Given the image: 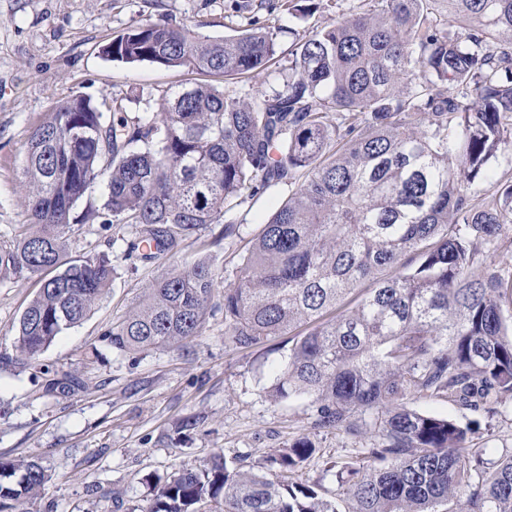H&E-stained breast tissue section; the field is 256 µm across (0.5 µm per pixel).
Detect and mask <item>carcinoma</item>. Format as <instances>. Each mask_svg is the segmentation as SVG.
<instances>
[{"mask_svg": "<svg viewBox=\"0 0 512 512\" xmlns=\"http://www.w3.org/2000/svg\"><path fill=\"white\" fill-rule=\"evenodd\" d=\"M254 7L299 11L298 0ZM277 42L256 20L222 39L133 23L101 53L223 78L265 67ZM278 81L260 95L163 87L158 111L134 117L124 97L99 108L75 94L32 129L28 229L0 245V278L41 282L16 355H40L110 288L108 254L63 257L74 205L97 179L107 199L84 220L131 226L129 252L148 258L204 225L229 230L244 192L281 191L222 304L198 262L154 283L109 343L180 348L217 307L239 347L301 327L269 394L309 399L327 430L356 434L353 416L370 419L369 464L347 469L350 512H512V456L475 473L468 430L409 406L446 398L490 412L512 397V277L485 261L512 224V181L489 167L512 146V0H368L314 30ZM314 452L301 438L249 468L216 453L156 483L142 512H340L290 480ZM48 479L35 459L0 460V512Z\"/></svg>", "mask_w": 512, "mask_h": 512, "instance_id": "carcinoma-1", "label": "carcinoma"}]
</instances>
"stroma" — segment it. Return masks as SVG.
<instances>
[{"label": "stroma", "instance_id": "stroma-1", "mask_svg": "<svg viewBox=\"0 0 512 512\" xmlns=\"http://www.w3.org/2000/svg\"><path fill=\"white\" fill-rule=\"evenodd\" d=\"M313 16L283 9L261 10L262 25L278 32L272 68L234 80L220 89L261 94L271 91L276 72L313 27L335 24L360 0H315ZM231 0H0V242L18 238L26 222V191L20 161L32 128L62 100L75 94L98 102L127 98L135 116L147 108L152 89L194 81V74L151 63L128 65L103 57L100 49L133 23L182 22L213 37L235 34L247 23ZM279 197L268 191L245 197L224 235L209 225L170 254L127 259L130 227L83 223L86 211L102 208L105 184L96 181L76 202L78 223L66 254L106 252L115 273L112 286L91 315L59 336L37 360L0 365V459L38 460L51 476L36 499L14 512H142L151 496L148 481L182 468H198L217 451L245 465L262 461L295 440H310L315 454L292 476L318 485L339 512L349 506L348 487L336 470L366 460L374 433L349 434L317 427L314 404L278 402L268 394L270 366L292 346L278 336L239 348L224 335V312L213 310L200 336L180 349L122 352L104 338L172 269L209 261L219 279L215 297L233 279L244 244L260 230ZM40 287L38 278L0 279V353L13 350L18 320ZM77 378L79 388L47 394L49 378ZM415 409L455 419L472 429L480 451L477 469L512 457V398L496 414L473 412L445 399H418ZM193 430H183L184 420Z\"/></svg>", "mask_w": 512, "mask_h": 512}]
</instances>
